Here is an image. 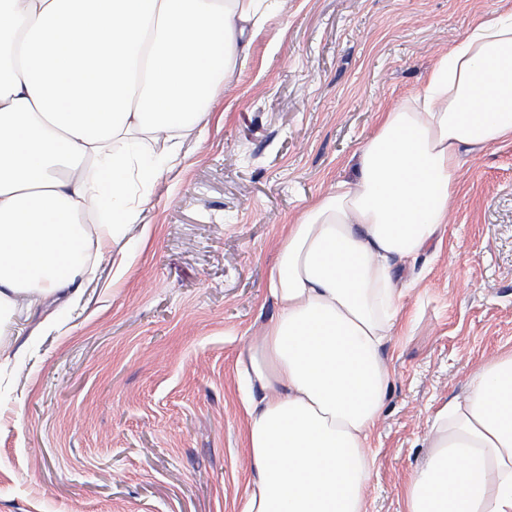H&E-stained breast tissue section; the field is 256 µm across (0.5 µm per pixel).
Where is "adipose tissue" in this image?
Here are the masks:
<instances>
[{"mask_svg": "<svg viewBox=\"0 0 512 512\" xmlns=\"http://www.w3.org/2000/svg\"><path fill=\"white\" fill-rule=\"evenodd\" d=\"M277 0H0V335L18 306L79 304L96 259L138 223V156L161 166L205 118ZM512 140V10L471 27L414 100L382 113L351 178L289 226L270 273L278 313L237 366L252 465L242 512H368L369 438L399 273L436 243L463 155ZM112 158L114 223L90 224L88 173ZM404 512H512V349L433 415Z\"/></svg>", "mask_w": 512, "mask_h": 512, "instance_id": "1", "label": "adipose tissue"}]
</instances>
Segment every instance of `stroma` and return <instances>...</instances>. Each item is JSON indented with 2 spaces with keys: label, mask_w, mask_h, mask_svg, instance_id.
<instances>
[{
  "label": "stroma",
  "mask_w": 512,
  "mask_h": 512,
  "mask_svg": "<svg viewBox=\"0 0 512 512\" xmlns=\"http://www.w3.org/2000/svg\"><path fill=\"white\" fill-rule=\"evenodd\" d=\"M79 307L0 338V512H239L236 359L274 318L280 240L479 16L512 0H289ZM442 240L402 277L369 512H404L434 412L512 347V142L462 158Z\"/></svg>",
  "instance_id": "stroma-1"
}]
</instances>
